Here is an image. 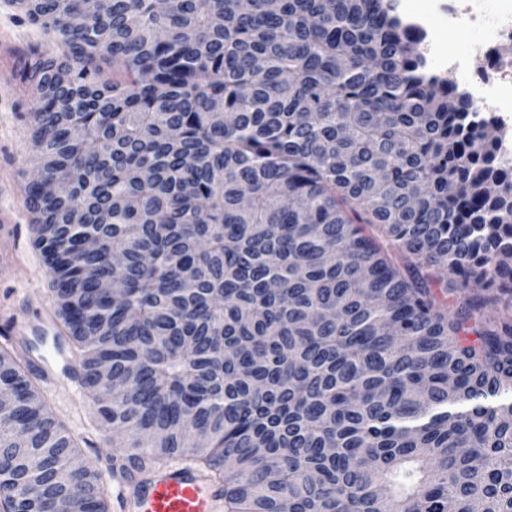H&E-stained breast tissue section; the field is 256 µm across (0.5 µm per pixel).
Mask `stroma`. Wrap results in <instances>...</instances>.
Masks as SVG:
<instances>
[{
	"instance_id": "1",
	"label": "stroma",
	"mask_w": 512,
	"mask_h": 512,
	"mask_svg": "<svg viewBox=\"0 0 512 512\" xmlns=\"http://www.w3.org/2000/svg\"><path fill=\"white\" fill-rule=\"evenodd\" d=\"M22 16L11 0H0V214L11 219L0 232V319L54 308L48 270L33 245L24 191L34 174L33 152L19 115L34 106L23 80L26 61L54 52L55 46ZM43 391L83 459L98 471L109 512H118V483L110 469L112 435L96 422L86 392L77 380L64 376L55 384H44Z\"/></svg>"
}]
</instances>
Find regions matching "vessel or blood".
<instances>
[{
    "label": "vessel or blood",
    "mask_w": 512,
    "mask_h": 512,
    "mask_svg": "<svg viewBox=\"0 0 512 512\" xmlns=\"http://www.w3.org/2000/svg\"><path fill=\"white\" fill-rule=\"evenodd\" d=\"M119 512H223L224 491L203 472L171 464L118 490Z\"/></svg>",
    "instance_id": "vessel-or-blood-1"
}]
</instances>
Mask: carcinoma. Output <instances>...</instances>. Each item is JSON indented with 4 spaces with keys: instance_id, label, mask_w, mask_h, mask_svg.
<instances>
[{
    "instance_id": "obj_1",
    "label": "carcinoma",
    "mask_w": 512,
    "mask_h": 512,
    "mask_svg": "<svg viewBox=\"0 0 512 512\" xmlns=\"http://www.w3.org/2000/svg\"><path fill=\"white\" fill-rule=\"evenodd\" d=\"M18 5L58 49L26 76L33 162L69 186L26 203L112 477L178 459L224 512H512V161L390 0ZM37 379L0 347V468L109 512Z\"/></svg>"
}]
</instances>
